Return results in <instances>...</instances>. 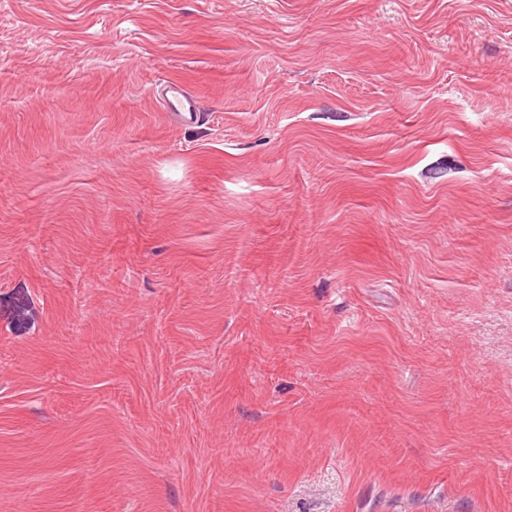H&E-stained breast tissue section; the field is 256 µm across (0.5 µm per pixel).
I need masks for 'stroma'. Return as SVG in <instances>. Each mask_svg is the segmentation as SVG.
I'll return each instance as SVG.
<instances>
[{"instance_id": "stroma-1", "label": "stroma", "mask_w": 512, "mask_h": 512, "mask_svg": "<svg viewBox=\"0 0 512 512\" xmlns=\"http://www.w3.org/2000/svg\"><path fill=\"white\" fill-rule=\"evenodd\" d=\"M0 512H512V0H0ZM169 93V96L167 95ZM166 109L169 112H177L183 116L182 112H196L198 101L187 94L179 85L173 84L166 88Z\"/></svg>"}]
</instances>
